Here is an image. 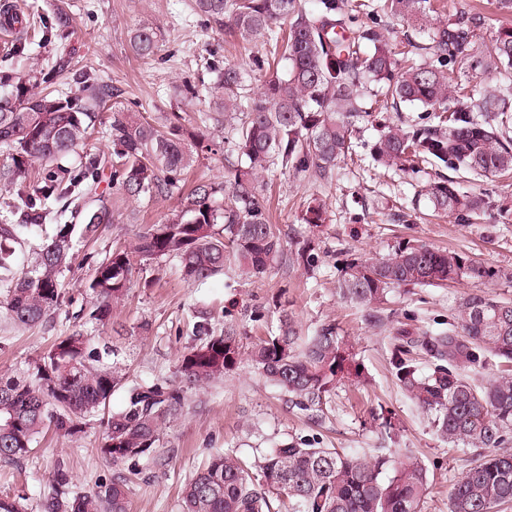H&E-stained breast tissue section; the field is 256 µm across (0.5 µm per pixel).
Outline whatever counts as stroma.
I'll return each instance as SVG.
<instances>
[{
    "label": "stroma",
    "instance_id": "stroma-1",
    "mask_svg": "<svg viewBox=\"0 0 512 512\" xmlns=\"http://www.w3.org/2000/svg\"><path fill=\"white\" fill-rule=\"evenodd\" d=\"M43 21H69L64 36L29 37L22 53H0V72L25 73L54 68L59 58L70 65L55 87L77 90L90 72L112 88V99L125 109L154 117L177 113L188 132L222 141L224 128L210 121L208 66L234 63L248 67L264 55V43H240L223 26L196 14L191 0H33ZM445 13L480 14L482 40L512 16L501 15L496 0H433ZM156 28L159 48L149 60L136 57L130 40L139 24ZM203 85L196 97L178 95L184 83ZM429 113L418 105L399 111L375 112L360 119L352 137L353 150L338 161L332 180L297 177L281 169L269 173L264 194L270 218L283 230V249L290 252L312 244L318 255L313 269L287 263L272 265L259 278L242 276L234 261L223 273L204 283L184 279L176 260L134 264L125 296L112 306L109 321L85 324L96 343L112 346L114 363L133 382L165 378L180 383L183 353L191 346L193 329L205 324L221 331L234 326L243 343L275 331L280 315L292 319L299 335L310 336L334 325L349 345L353 359L338 375L331 408L318 422L294 408L286 394L245 363L223 381L204 390H188V404L179 419L167 424L161 441L162 464L141 459L131 485L130 512H178L181 486L215 452L232 448L242 455L274 442L305 440L318 447L372 453L397 448L418 456L427 466L432 485L422 512H448V493L465 466L464 456L436 434L430 418L404 396L390 363L391 349L401 330L447 328L459 302L469 294L489 292L512 299V177L492 176L479 184L462 183L467 192L482 194L490 207L479 219L464 223L434 213L422 187L444 173V165H424L401 171L377 167L371 146L385 125L412 127L427 122ZM112 210L97 239L77 245L63 279L66 296L82 298L93 266L118 243H131L148 225L159 224L176 210L179 195L135 201L111 184H101ZM326 206L325 221L305 222L313 198ZM416 212L402 223L398 214ZM409 242L450 249L479 259L495 270L494 279L479 283L461 278L445 286L403 285L394 289L375 324L366 310L340 299L338 281L347 263L394 252ZM54 327L25 333L9 329L0 312V374L11 375L53 343L56 329L65 325L57 311ZM391 428H383V418ZM99 428L70 437L47 433L37 453L16 465L0 463V497H25L27 512L47 493L56 461L67 463L77 490L108 482L113 468L96 452Z\"/></svg>",
    "mask_w": 512,
    "mask_h": 512
}]
</instances>
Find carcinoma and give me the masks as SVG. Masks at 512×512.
I'll return each mask as SVG.
<instances>
[{
  "instance_id": "carcinoma-1",
  "label": "carcinoma",
  "mask_w": 512,
  "mask_h": 512,
  "mask_svg": "<svg viewBox=\"0 0 512 512\" xmlns=\"http://www.w3.org/2000/svg\"><path fill=\"white\" fill-rule=\"evenodd\" d=\"M196 10L243 41L265 37L273 56L253 59L251 71L286 62L243 98L244 75L226 65L214 87L208 119L224 122V161L233 176L200 182L184 192L182 207L163 224H152L131 246L122 245L94 265L84 305L72 318L107 321L112 304L127 290L133 258L153 263L174 258L187 279L202 283L224 271L226 255L242 274L257 277L283 258L279 227L270 222L260 179L273 167L327 180L336 161L352 150L355 123L374 105L432 108L431 122L405 129L389 125L373 146L372 159L385 167L442 163L472 180L512 173V26L488 43L478 39L481 16L456 15L430 25L429 0H318L308 11L300 0H195ZM390 15L418 28L430 27V56L403 66L390 31L376 22ZM362 15L372 19L348 35ZM132 48L149 59L157 32L139 27ZM501 79L469 91L474 75ZM56 71L0 74V148L11 166L0 173L9 184L0 194V308L13 327L54 322L65 304L61 278L77 239L95 236L112 213L98 193L103 180L133 200L182 191L181 176L192 150L182 138L181 116L165 118L166 129L141 112L112 108V154L85 150L98 112L112 98L108 85L85 78L78 93L54 89ZM433 208L458 220L484 210V199L445 177L429 183ZM317 255L304 246L288 262L305 269ZM466 277L482 281L492 272L456 251L423 244L348 264L338 281L340 297L375 311L401 285H441ZM199 342L180 361L185 386L166 380L127 384L104 363L111 350L93 337L66 329L51 348L19 375L0 377V463L30 456L39 436L53 428L75 436L99 421L97 452L118 467L158 456L163 429L187 406L186 389L210 386L248 360L288 394L299 410L325 414L336 377L353 353L327 325L303 338L283 314L277 333L244 346L231 326L215 333L199 324ZM409 343L436 360L420 368L412 351L394 347L391 365L404 395L431 414L436 434L458 450L476 452L448 494V512H494L512 503V373L497 379L475 375L494 356L512 364V301L487 292L467 295L448 329L423 330ZM126 391L124 405L109 409L112 392ZM131 470L83 493L72 490L65 462L56 463L52 489L39 512H128ZM429 471L405 452L370 459L342 448L305 441L281 442L245 461L227 449L209 457L181 491L180 512H422Z\"/></svg>"
}]
</instances>
